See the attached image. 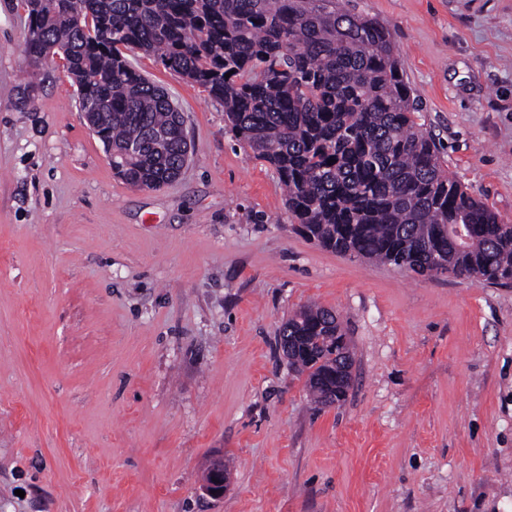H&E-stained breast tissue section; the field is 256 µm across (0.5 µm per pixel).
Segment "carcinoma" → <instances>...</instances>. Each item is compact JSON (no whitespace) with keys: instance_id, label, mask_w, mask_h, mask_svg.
<instances>
[{"instance_id":"cac0c4a2","label":"carcinoma","mask_w":512,"mask_h":512,"mask_svg":"<svg viewBox=\"0 0 512 512\" xmlns=\"http://www.w3.org/2000/svg\"><path fill=\"white\" fill-rule=\"evenodd\" d=\"M26 2L25 53L63 56L80 111L129 184L173 182L190 144L168 92L125 49L159 55L224 104L225 126L275 169L288 210L320 246L419 275L512 282V224L443 168L380 22L339 0ZM279 336L292 338L286 358L316 405L346 399L338 374L350 347L330 310L303 307Z\"/></svg>"}]
</instances>
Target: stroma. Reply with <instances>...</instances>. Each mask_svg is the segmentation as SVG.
<instances>
[{
  "label": "stroma",
  "mask_w": 512,
  "mask_h": 512,
  "mask_svg": "<svg viewBox=\"0 0 512 512\" xmlns=\"http://www.w3.org/2000/svg\"><path fill=\"white\" fill-rule=\"evenodd\" d=\"M351 4L390 30L445 168L512 224V0ZM27 17L0 0V512H512V283L308 240L223 104L138 51L191 157L129 185ZM308 304L353 353L330 408L277 342ZM224 459L214 460L207 469L204 482L201 486L202 491L210 497L222 498L228 490L229 476L226 474Z\"/></svg>",
  "instance_id": "35a3bbf8"
}]
</instances>
